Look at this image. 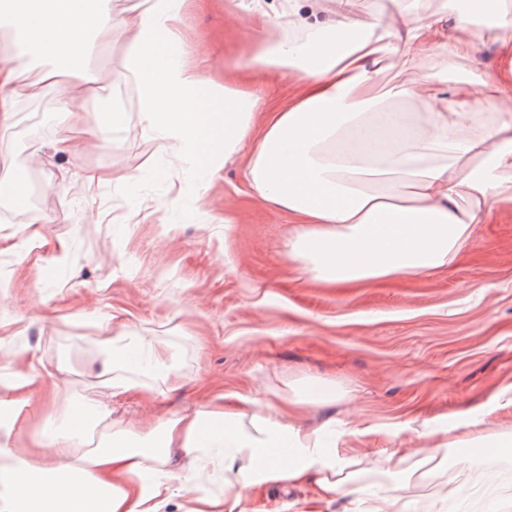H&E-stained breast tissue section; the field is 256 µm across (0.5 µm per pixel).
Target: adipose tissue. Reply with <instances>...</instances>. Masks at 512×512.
Wrapping results in <instances>:
<instances>
[{
  "mask_svg": "<svg viewBox=\"0 0 512 512\" xmlns=\"http://www.w3.org/2000/svg\"><path fill=\"white\" fill-rule=\"evenodd\" d=\"M188 2L138 0L132 25L118 30L111 0H0L19 44L16 54L0 56V130L11 126L15 104L35 94L24 78L28 56L51 60L40 81L60 88L59 111L74 113L81 92L63 86L60 65L79 63L92 43L119 33L143 92L142 119L163 148H176L185 169L209 175L243 154L255 193L299 226L289 259L317 280L347 286L448 267L488 204L512 203L511 118H485L467 94L434 108L414 86L379 87V73L398 65L419 70L422 81L436 79L430 61L439 49L480 66L477 47L449 38L442 18L408 9L396 19L378 15L358 40L341 22L303 17L305 37L261 45L237 64L234 83L217 84L186 62L179 21ZM279 69L305 89L275 105L252 82L257 72ZM400 100L414 101L415 111H392ZM141 364L164 380L175 377L167 348L136 336L112 348L103 370L120 392L149 398L153 389L127 376ZM43 379L34 361H24L10 397L0 396L9 424L26 416ZM110 414L98 402H65V433L43 428L52 444L48 461L1 447L6 512H163L195 478L167 468L173 447L223 453L224 496L203 500L195 512H246L245 491L271 484L311 485L319 501L365 494L354 480L360 459L335 434L267 407L240 412L218 404L169 417L158 441L135 445L116 430L109 447L84 449L90 429ZM280 449L286 458L277 457Z\"/></svg>",
  "mask_w": 512,
  "mask_h": 512,
  "instance_id": "obj_1",
  "label": "adipose tissue"
}]
</instances>
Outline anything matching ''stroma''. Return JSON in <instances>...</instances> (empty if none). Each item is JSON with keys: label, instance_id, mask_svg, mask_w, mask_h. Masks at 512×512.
I'll return each mask as SVG.
<instances>
[{"label": "stroma", "instance_id": "obj_1", "mask_svg": "<svg viewBox=\"0 0 512 512\" xmlns=\"http://www.w3.org/2000/svg\"><path fill=\"white\" fill-rule=\"evenodd\" d=\"M287 8L286 0H207L205 9H188L182 31L191 64L224 79L260 40L283 37ZM127 60L118 38L69 69L72 83L97 92L74 119L58 111L57 89L39 82L46 61L27 63L37 94L17 104L10 131L0 133V182L13 180L19 157L38 142L45 150L28 166L46 189L35 208L42 222L0 208V377L11 379L21 359H34L72 401L111 402L114 427L132 440L219 397L228 408L256 398L276 406L307 382L326 381L336 400L304 406L297 419L343 431L341 447L365 461L361 485H378L383 497L401 492L413 512H502L512 502V468L474 446L445 458L426 451L441 441L437 427L476 410L487 413L482 433L512 431V204L491 203L469 248L444 269L353 287L320 283L289 259L296 227L249 187L242 158L194 177L175 152L161 150L140 118ZM436 69L438 82L421 88L427 99L476 93L467 61L440 56ZM113 109L124 114L117 127ZM45 123L53 133L97 125L106 140L60 156L51 136L33 134ZM89 172L100 177L92 194L83 181ZM128 334L173 353L174 388L151 400L111 398L99 361L109 339ZM60 410V399L44 392L39 414L0 432V444L50 459L38 431L42 416ZM395 449L405 462L391 473L384 460ZM223 495L224 473L212 458L166 512H192L198 499ZM245 506L371 508L343 496L319 502L312 487L296 485L249 491Z\"/></svg>", "mask_w": 512, "mask_h": 512}]
</instances>
